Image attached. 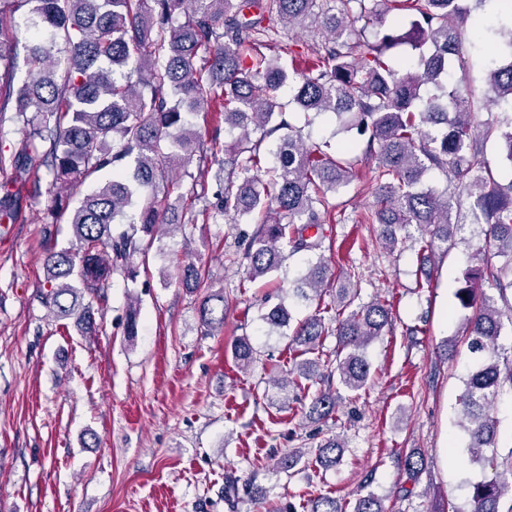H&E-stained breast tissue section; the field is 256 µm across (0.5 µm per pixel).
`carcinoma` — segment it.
Listing matches in <instances>:
<instances>
[{
  "label": "carcinoma",
  "mask_w": 512,
  "mask_h": 512,
  "mask_svg": "<svg viewBox=\"0 0 512 512\" xmlns=\"http://www.w3.org/2000/svg\"><path fill=\"white\" fill-rule=\"evenodd\" d=\"M469 0H0V14L17 3L32 5L34 29L24 46L0 34V79L6 93L0 112L12 107L24 133L15 162L40 171L50 187L67 194L51 199L47 215L66 220L69 247H47L45 305L55 318H75L85 335L96 329L92 302L112 277L135 279V255L162 239L172 210L164 183L185 188L187 223L242 220L255 225L248 238L246 278L253 282L279 271L286 259L322 248V226L336 221L328 195L355 177V163L374 162L372 210L364 221L380 226V239L392 251L398 232L414 224L422 232L421 265L448 253V241L467 224H484L483 251L473 257L455 292L474 354L459 398L472 460L496 461L512 472V448L499 452L497 421L491 406L512 393V359L498 339L512 324V180L501 185L493 175L484 144L498 141L502 164L512 169V23L499 31L497 64L488 76L490 105L507 117L475 133L472 102L449 82L465 69L464 28L471 19ZM394 11L405 18L386 25ZM312 28V42L288 53L303 67L287 71L279 58L261 49L277 43V22ZM405 52L395 59L394 48ZM29 76L18 88L13 79L20 52ZM288 88V100L279 93ZM224 113V128L209 137L191 130L187 116L207 106ZM328 115L336 133L365 142L362 157L336 156L328 142L307 143L289 120L294 112ZM264 135L253 141L250 128ZM228 140L221 141L220 131ZM218 165L213 199L188 167L194 156ZM107 168L112 180L79 194L80 187ZM431 170L443 172L450 186L438 193L425 186ZM190 179L183 185L184 179ZM469 200L463 208V200ZM501 264L495 266L489 257ZM329 276L320 260L297 280L293 296L311 303L321 297ZM196 266L183 267L180 284L200 287ZM498 292L486 295L484 285ZM336 371L351 392L365 388L370 365L363 349L391 325L390 305L379 299L347 312L350 290L337 294ZM202 325L224 327V290L211 291L198 307ZM268 334L286 335L291 313L280 300L261 313ZM292 328V327H290ZM291 343L309 353L327 335L322 316L311 315L292 328ZM255 349L247 335L232 345L238 367L249 368ZM316 362L304 359L286 376L273 380L283 395L313 375ZM336 397L318 392L309 417L324 419ZM345 445L329 438L316 449L325 470L342 459ZM490 458H485L486 452ZM406 481L418 482L425 456L413 451L401 462ZM263 494L258 485L224 478V502L235 512L239 488ZM307 512H341L335 498L310 500ZM353 512H385L373 494L357 499ZM456 512H512V481L495 477L472 485L465 507Z\"/></svg>",
  "instance_id": "cac0c4a2"
}]
</instances>
